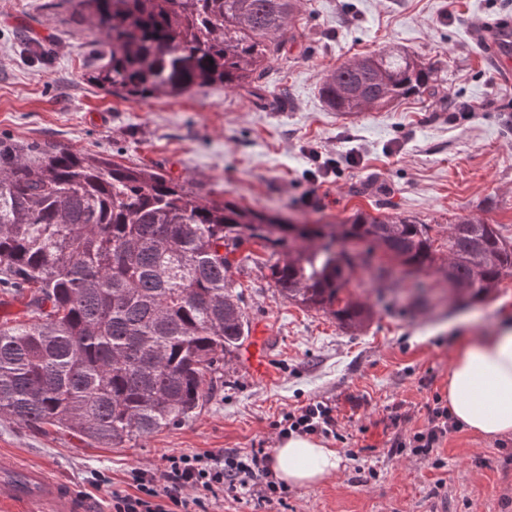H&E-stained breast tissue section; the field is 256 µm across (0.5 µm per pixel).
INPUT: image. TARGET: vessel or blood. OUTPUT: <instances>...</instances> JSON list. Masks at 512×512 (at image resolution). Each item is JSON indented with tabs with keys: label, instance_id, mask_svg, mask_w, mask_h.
I'll use <instances>...</instances> for the list:
<instances>
[{
	"label": "vessel or blood",
	"instance_id": "obj_1",
	"mask_svg": "<svg viewBox=\"0 0 512 512\" xmlns=\"http://www.w3.org/2000/svg\"><path fill=\"white\" fill-rule=\"evenodd\" d=\"M0 494L28 501L38 512H86L77 489L51 478L39 468L21 467L17 459L0 455Z\"/></svg>",
	"mask_w": 512,
	"mask_h": 512
}]
</instances>
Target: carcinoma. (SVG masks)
Returning a JSON list of instances; mask_svg holds the SVG:
<instances>
[{
  "label": "carcinoma",
  "mask_w": 512,
  "mask_h": 512,
  "mask_svg": "<svg viewBox=\"0 0 512 512\" xmlns=\"http://www.w3.org/2000/svg\"><path fill=\"white\" fill-rule=\"evenodd\" d=\"M297 0H77L104 36L90 80L125 99L262 79ZM432 71L387 49L329 70L321 93L354 115L418 96ZM271 249L277 292L360 328L372 306L341 294L357 270L378 296L424 288L436 261L429 227L356 211L336 224L212 202L162 171L52 144L0 138V287L24 304L0 321V416L118 448L194 416L224 354L249 334L226 276L245 242ZM402 267L392 276L383 258ZM512 275V243L495 224L460 218L448 272L471 301Z\"/></svg>",
  "instance_id": "carcinoma-1"
}]
</instances>
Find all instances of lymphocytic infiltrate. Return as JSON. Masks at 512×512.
Segmentation results:
<instances>
[{"label": "lymphocytic infiltrate", "mask_w": 512, "mask_h": 512, "mask_svg": "<svg viewBox=\"0 0 512 512\" xmlns=\"http://www.w3.org/2000/svg\"><path fill=\"white\" fill-rule=\"evenodd\" d=\"M279 436L338 434L336 408L324 401H312L283 414L274 424ZM269 449L246 452L220 451L171 453L156 471L132 474L131 491L112 494V512H188L189 505L204 506L217 492H253L258 502L279 499L283 487L270 468Z\"/></svg>", "instance_id": "lymphocytic-infiltrate-1"}]
</instances>
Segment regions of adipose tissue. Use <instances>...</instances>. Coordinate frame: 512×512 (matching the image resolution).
I'll return each instance as SVG.
<instances>
[{"mask_svg":"<svg viewBox=\"0 0 512 512\" xmlns=\"http://www.w3.org/2000/svg\"><path fill=\"white\" fill-rule=\"evenodd\" d=\"M448 411L473 432L512 437V324L459 339L448 374ZM271 466L284 483L308 487L336 474L340 458L318 440L293 435L275 449Z\"/></svg>","mask_w":512,"mask_h":512,"instance_id":"adipose-tissue-1","label":"adipose tissue"}]
</instances>
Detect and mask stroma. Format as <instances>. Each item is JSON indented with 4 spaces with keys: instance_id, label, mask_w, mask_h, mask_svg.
I'll use <instances>...</instances> for the list:
<instances>
[{
    "instance_id": "35a3bbf8",
    "label": "stroma",
    "mask_w": 512,
    "mask_h": 512,
    "mask_svg": "<svg viewBox=\"0 0 512 512\" xmlns=\"http://www.w3.org/2000/svg\"><path fill=\"white\" fill-rule=\"evenodd\" d=\"M512 0H299L267 74L245 88L125 99L91 82L100 32L75 24L70 4L0 0V136L51 143L125 164H147L206 200L336 223L382 209L428 224L439 260L458 218L498 225L512 240V78L494 63V19ZM401 47L435 68L432 91L355 116L330 110L323 74L353 57ZM358 166H350V157ZM253 262L228 275L249 334L224 356L209 399L185 423L119 448H91L0 417V454L73 484L93 512L163 455L245 451L279 443L275 421L318 400L336 405V474L291 487L283 503L242 492L209 512H512V437L461 429L433 454L392 451L395 437L448 404L455 343L512 321V277L480 301L408 289L378 299L367 273L345 294L369 303L362 328L281 297L252 245ZM266 368L257 371L254 356ZM400 405L406 419L388 424Z\"/></svg>"
}]
</instances>
